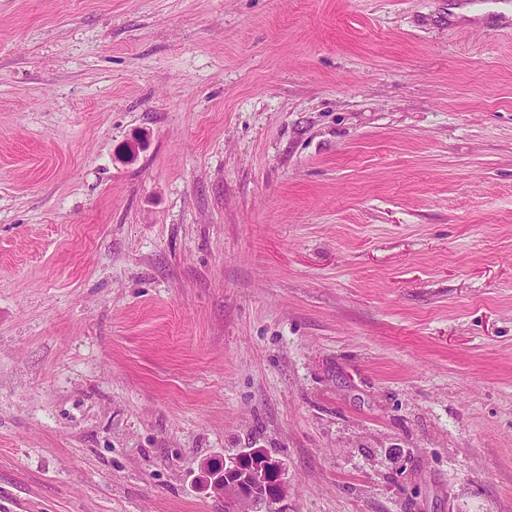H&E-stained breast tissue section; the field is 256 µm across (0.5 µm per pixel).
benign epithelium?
I'll list each match as a JSON object with an SVG mask.
<instances>
[{"instance_id": "benign-epithelium-1", "label": "benign epithelium", "mask_w": 512, "mask_h": 512, "mask_svg": "<svg viewBox=\"0 0 512 512\" xmlns=\"http://www.w3.org/2000/svg\"><path fill=\"white\" fill-rule=\"evenodd\" d=\"M206 487L216 494L232 495L234 501L277 504L288 494L279 461L260 449L229 457L207 470Z\"/></svg>"}]
</instances>
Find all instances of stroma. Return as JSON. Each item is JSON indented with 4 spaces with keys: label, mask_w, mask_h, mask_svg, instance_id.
<instances>
[{
    "label": "stroma",
    "mask_w": 512,
    "mask_h": 512,
    "mask_svg": "<svg viewBox=\"0 0 512 512\" xmlns=\"http://www.w3.org/2000/svg\"><path fill=\"white\" fill-rule=\"evenodd\" d=\"M512 512V0H0V512ZM272 476H275L273 481L270 480ZM206 477V487L213 493L224 495V502L229 488L233 501L277 504L288 494L279 461L260 449L224 458L221 464L208 468Z\"/></svg>",
    "instance_id": "1"
}]
</instances>
